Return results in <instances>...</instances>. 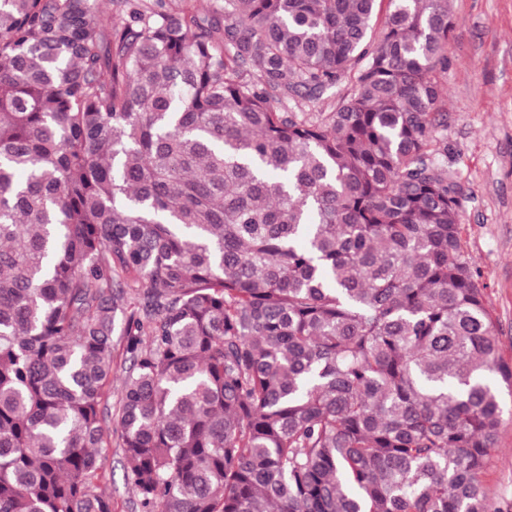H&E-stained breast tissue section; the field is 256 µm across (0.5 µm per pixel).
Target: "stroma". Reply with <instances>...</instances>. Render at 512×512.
<instances>
[{
  "mask_svg": "<svg viewBox=\"0 0 512 512\" xmlns=\"http://www.w3.org/2000/svg\"><path fill=\"white\" fill-rule=\"evenodd\" d=\"M448 8L453 28L438 108L448 115V162L468 194L459 211L462 249L485 286L501 355L512 363V0H448ZM498 391L502 426L483 482L492 507L512 512V390ZM120 392L116 373L102 405L109 448L100 489L112 512H142L124 477Z\"/></svg>",
  "mask_w": 512,
  "mask_h": 512,
  "instance_id": "stroma-1",
  "label": "stroma"
}]
</instances>
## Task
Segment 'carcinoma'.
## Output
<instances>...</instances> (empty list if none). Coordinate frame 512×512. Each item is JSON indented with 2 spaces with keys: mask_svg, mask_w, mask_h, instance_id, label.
I'll return each mask as SVG.
<instances>
[{
  "mask_svg": "<svg viewBox=\"0 0 512 512\" xmlns=\"http://www.w3.org/2000/svg\"><path fill=\"white\" fill-rule=\"evenodd\" d=\"M196 2L0 0V512H112L116 332L142 512H491L448 0ZM353 88V82L350 77L343 78L337 87L328 90L321 96H307L303 95L300 97H296V101H291L289 103V107L291 110L295 112H320L321 110H325L329 112L334 104L336 103L337 94L348 93Z\"/></svg>",
  "mask_w": 512,
  "mask_h": 512,
  "instance_id": "cac0c4a2",
  "label": "carcinoma"
}]
</instances>
